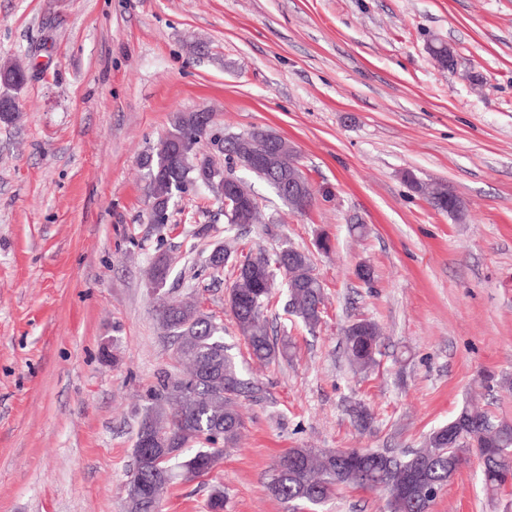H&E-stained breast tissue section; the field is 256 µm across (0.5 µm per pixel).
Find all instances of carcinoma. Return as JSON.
Here are the masks:
<instances>
[{
	"label": "carcinoma",
	"mask_w": 512,
	"mask_h": 512,
	"mask_svg": "<svg viewBox=\"0 0 512 512\" xmlns=\"http://www.w3.org/2000/svg\"><path fill=\"white\" fill-rule=\"evenodd\" d=\"M187 138L194 143L217 140L213 125L194 126L175 119L172 129L145 153L141 167L150 181L151 196L159 205L152 213L157 224L165 223L169 206L180 193L201 187L213 195L220 189L203 185L201 174L189 162L170 154L175 140ZM407 182L426 196L432 208L457 215L463 201L445 184L428 186L413 174ZM266 218L254 198L248 206L225 218L224 233L238 238L240 229L264 224ZM289 260L280 263V252L269 257L260 251L236 261L235 277L229 287L227 308L238 332L245 339L253 360L270 364L288 355V344L269 336L266 313L273 299L277 277L286 279L284 294L288 312L309 330L322 321L324 292L315 273L311 256L292 243ZM171 269L167 253L151 262L148 269L150 292L156 301L160 327L173 339L178 371L162 370L148 395V405L140 422L133 448V470L144 485L140 497L125 491L126 512H153L168 489L209 474L224 459V451L239 443L245 421L240 413V398L262 392L258 381L247 377L230 353L221 336L223 327L198 311L194 301L169 298L166 289ZM345 354L351 367L366 373L376 364L381 337L378 325L358 319L344 330ZM171 440L167 462L151 464L153 449L147 442L148 427ZM461 434L456 447V463L480 458L486 491L495 495L512 482V422L499 420L470 403L458 409L447 424L433 430L420 448L403 456L382 451H366L340 462L330 450L290 448L276 461L267 488L282 502L308 507L328 502L341 488L385 493V486L403 483L410 472L420 471L424 480L415 488L409 504L402 498H385L383 512H427L448 484V428Z\"/></svg>",
	"instance_id": "carcinoma-1"
}]
</instances>
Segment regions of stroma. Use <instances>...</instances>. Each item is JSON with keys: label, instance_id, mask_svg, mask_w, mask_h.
<instances>
[{"label": "stroma", "instance_id": "stroma-1", "mask_svg": "<svg viewBox=\"0 0 512 512\" xmlns=\"http://www.w3.org/2000/svg\"><path fill=\"white\" fill-rule=\"evenodd\" d=\"M13 63L29 78L19 121L0 122V512H125L146 395L173 365L146 276L158 251L175 259L171 295L199 297L248 361L233 269L202 268L225 242L219 203L191 191L148 221L141 158L178 112L293 146L327 200L300 216L249 178L273 221L237 247L308 251L326 306L311 332L274 304L292 361L250 364L265 390L242 403L238 447L162 512H208L218 485L224 512H303L267 490L286 449L417 448L471 396L512 421V0H0V67ZM409 172L448 185L461 217ZM363 317L384 342L358 374L342 340ZM357 400L369 430L350 420ZM481 477L470 459L430 512H512ZM407 182L416 191L426 196L428 203L440 212L457 215L464 209L463 201L445 184L428 186L421 183L412 173H407Z\"/></svg>", "mask_w": 512, "mask_h": 512}]
</instances>
